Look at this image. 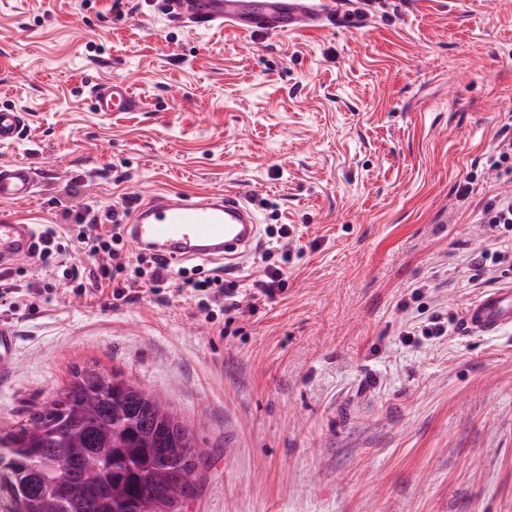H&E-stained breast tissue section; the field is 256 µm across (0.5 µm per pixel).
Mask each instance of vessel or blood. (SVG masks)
Listing matches in <instances>:
<instances>
[{"instance_id":"b4317fda","label":"vessel or blood","mask_w":512,"mask_h":512,"mask_svg":"<svg viewBox=\"0 0 512 512\" xmlns=\"http://www.w3.org/2000/svg\"><path fill=\"white\" fill-rule=\"evenodd\" d=\"M160 11L175 24L196 29L233 28L242 33L301 34L329 22L360 20L354 0H159ZM91 99L99 112H138L143 108L123 80L96 85ZM23 113L0 110V143L17 140ZM31 169L24 164L0 167V202L24 201L34 194ZM124 230L132 244L167 262L199 259L233 266L258 245L260 224L245 191L158 193L137 204ZM34 225L0 221V268L37 252ZM458 330L466 336H497L512 331V281L488 288L466 308Z\"/></svg>"}]
</instances>
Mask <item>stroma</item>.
I'll return each mask as SVG.
<instances>
[{
  "instance_id": "1",
  "label": "stroma",
  "mask_w": 512,
  "mask_h": 512,
  "mask_svg": "<svg viewBox=\"0 0 512 512\" xmlns=\"http://www.w3.org/2000/svg\"><path fill=\"white\" fill-rule=\"evenodd\" d=\"M304 35L169 23L149 0H0V109L24 112L0 165L29 201L0 219L66 230L124 197L244 190L256 249L228 279L288 262L275 301L215 335L191 304L63 289L21 261L36 311L0 315V430L92 364L147 387L209 465L187 512H512V336L463 337L482 290L485 158L512 138V0H367ZM115 78L142 112H98ZM288 224L296 238L269 231ZM431 315L442 336L408 340ZM31 169L24 164L0 167V202L24 201L34 194Z\"/></svg>"
}]
</instances>
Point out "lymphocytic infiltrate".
Wrapping results in <instances>:
<instances>
[{
  "mask_svg": "<svg viewBox=\"0 0 512 512\" xmlns=\"http://www.w3.org/2000/svg\"><path fill=\"white\" fill-rule=\"evenodd\" d=\"M105 218L102 226L81 224L63 234L52 229L41 237L40 260L82 255L90 261V268L75 265L68 271L71 293L105 294L110 300L130 303L138 300L143 287L161 299L174 292L192 302L221 335L244 316L238 300V282L224 280L218 272L197 266L173 269L147 253H130L119 212L109 211Z\"/></svg>",
  "mask_w": 512,
  "mask_h": 512,
  "instance_id": "f902f5d3",
  "label": "lymphocytic infiltrate"
}]
</instances>
